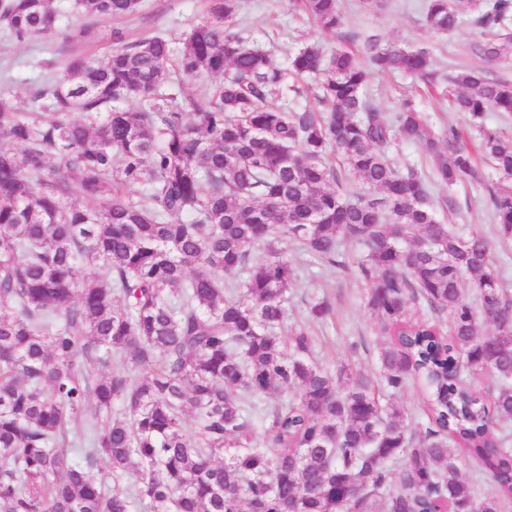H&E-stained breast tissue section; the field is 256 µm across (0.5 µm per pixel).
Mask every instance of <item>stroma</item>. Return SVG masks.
I'll use <instances>...</instances> for the list:
<instances>
[{
    "mask_svg": "<svg viewBox=\"0 0 512 512\" xmlns=\"http://www.w3.org/2000/svg\"><path fill=\"white\" fill-rule=\"evenodd\" d=\"M340 4L345 24L335 34L321 32L308 22L300 0H243L237 28L280 66L286 65L290 52L312 41L322 43L329 52L350 49L362 57L366 54L365 43L371 38L384 44L427 49L435 69L442 74L480 63L476 55L478 32L469 19H462L453 31H433L424 22L425 0H386V9L378 13L361 8L360 0H340ZM202 15L201 0H143L141 17L100 24L84 47L88 54L103 55L112 47L111 33L116 27L131 40L157 33L178 47L184 33ZM0 55L12 64L7 88L23 101L31 96L42 75L58 79L64 76L60 59L39 41L12 42L0 37ZM366 93L376 107L391 115L399 111L403 97L412 98L437 131L451 125L464 128L469 123L465 114L451 111L447 102L425 95L421 80L408 74L369 71ZM392 158L397 166L415 167L428 178L429 200L439 219L459 232L476 229L489 238L496 268L505 288L512 292V240L496 233L487 188L469 179L451 187L434 181L427 156L416 144L402 145ZM285 248L294 273L288 290L289 323L309 324L319 360L332 366L353 363L366 377L378 380V353L388 337L368 306L367 290L353 269L359 246L342 243L343 265L333 271L297 244L289 242ZM321 298L331 302L332 311L325 319H312L310 307Z\"/></svg>",
    "mask_w": 512,
    "mask_h": 512,
    "instance_id": "1",
    "label": "stroma"
}]
</instances>
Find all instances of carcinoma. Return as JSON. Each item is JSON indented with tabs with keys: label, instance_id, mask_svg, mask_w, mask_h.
<instances>
[{
	"label": "carcinoma",
	"instance_id": "cac0c4a2",
	"mask_svg": "<svg viewBox=\"0 0 512 512\" xmlns=\"http://www.w3.org/2000/svg\"><path fill=\"white\" fill-rule=\"evenodd\" d=\"M302 2L322 30L341 29L339 0ZM466 2L491 63L512 45V0ZM141 8L73 0L66 80L45 77L24 102L0 90V140L18 146L0 147V512H502L512 296L488 238L440 222L426 179L389 157L419 143L439 181H480L461 132L434 136L410 102L385 115L347 50L307 44L274 65L236 30L240 0H206L178 55L164 36L128 42L117 29L101 60L76 43ZM62 17L55 0H0L10 40H41ZM460 19L454 0H426L430 28ZM369 54L379 71L436 80L424 49L371 39ZM175 56L213 84L166 92ZM306 76L327 109L284 102ZM448 85L496 177L498 234L512 238V139L483 123L512 113V82L471 68ZM284 237L332 268L342 242L360 246L357 277L391 336L382 385L317 361L306 324L278 333L293 279ZM466 287L494 332L480 333ZM410 304L448 326L407 320ZM485 373L487 400L473 385ZM416 380L430 384L418 414L382 403ZM260 397L277 402L259 442ZM91 398L123 414L88 419ZM100 457L129 488L95 476ZM463 462L493 487L465 479Z\"/></svg>",
	"mask_w": 512,
	"mask_h": 512
}]
</instances>
